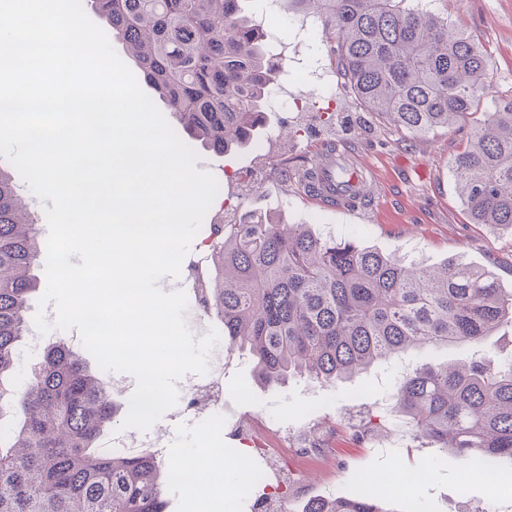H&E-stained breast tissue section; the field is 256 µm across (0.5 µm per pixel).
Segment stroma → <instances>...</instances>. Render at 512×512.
Returning <instances> with one entry per match:
<instances>
[{"label": "stroma", "instance_id": "stroma-1", "mask_svg": "<svg viewBox=\"0 0 512 512\" xmlns=\"http://www.w3.org/2000/svg\"><path fill=\"white\" fill-rule=\"evenodd\" d=\"M425 5L472 36L493 61L489 97L454 128L415 138L379 123L338 83L320 29L309 28L305 18L289 16L286 0H245L253 17L295 47L288 73L277 85L304 96L303 108L267 111L257 137L228 154L192 142L196 167L216 177L217 200L290 224H309L315 231L351 238L384 253L407 254L428 265L453 256L493 271L501 286L511 289L512 229L471 223L449 164L488 113L512 106V0H425ZM321 107L335 112L334 128L315 121ZM286 121L305 123L306 129L294 140H280L278 131ZM332 140L339 152L365 161L368 178L377 184L379 195L366 209H326L280 176L284 165L316 155ZM241 170L252 171L250 182L237 181ZM209 360L224 364V410L194 414L181 401L168 410L153 429L164 438V467L195 459L207 448L240 456L237 428L256 419L292 436L318 433L334 442L329 457L307 465L300 481L289 486L284 512H305L309 501L326 496L372 498L388 512H512V481L473 477L457 455L415 441L404 420L387 415L397 379L392 365H376L332 387L292 379L264 388L227 342H218ZM370 412L378 415L381 427L360 435ZM153 431L143 432L142 441H149ZM240 458L239 472L224 475L225 498L205 505L191 494L188 483L166 479L168 512H250L257 476L272 472L273 465ZM409 469L425 472V479L397 492L396 484Z\"/></svg>", "mask_w": 512, "mask_h": 512}]
</instances>
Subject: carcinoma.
<instances>
[{"mask_svg":"<svg viewBox=\"0 0 512 512\" xmlns=\"http://www.w3.org/2000/svg\"><path fill=\"white\" fill-rule=\"evenodd\" d=\"M243 0H91L165 101L173 129L228 153L251 143L279 65L265 25ZM314 7L341 86L368 112L414 137L448 128L490 93L491 56L448 19L406 0H290ZM474 224L512 226V110L491 112L452 163ZM37 217L0 167V512H167L150 452L101 447L117 413L104 382L65 341L46 345L18 385L34 273ZM205 274L204 312L269 387L298 378L336 384L413 350L455 346L480 356L410 368L391 413L434 447L479 469L512 459V361L488 345L512 323V289L461 260L428 268L308 224L224 213ZM306 512H388L364 499L319 498Z\"/></svg>","mask_w":512,"mask_h":512,"instance_id":"cac0c4a2","label":"carcinoma"}]
</instances>
